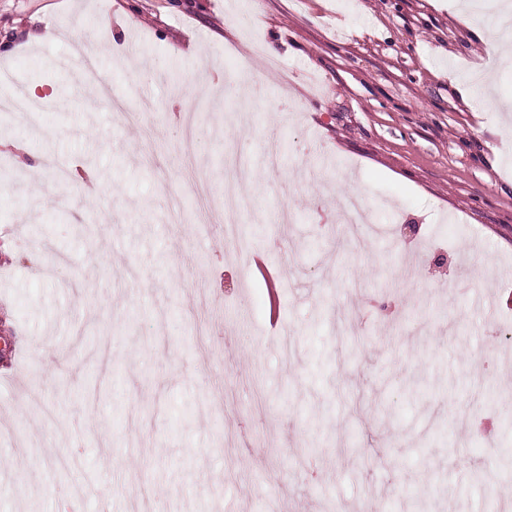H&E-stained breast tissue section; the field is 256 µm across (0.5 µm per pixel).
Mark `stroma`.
Returning a JSON list of instances; mask_svg holds the SVG:
<instances>
[{
	"instance_id": "stroma-1",
	"label": "stroma",
	"mask_w": 512,
	"mask_h": 512,
	"mask_svg": "<svg viewBox=\"0 0 512 512\" xmlns=\"http://www.w3.org/2000/svg\"><path fill=\"white\" fill-rule=\"evenodd\" d=\"M464 0H0V512H484L512 488V132ZM111 27L98 26L101 15ZM84 34L152 134L63 62ZM259 187L224 242L229 162ZM110 186L94 202L56 167ZM369 216L351 235L340 211ZM416 225L405 236V225ZM262 252L280 276L281 328ZM53 38H54L53 28L50 24L47 23L42 28L28 32L25 39L22 42L12 45L11 47H9L8 45H6V46H4L3 44L1 45V42H0V54H1V47H2V54L12 55L21 49L31 48L36 44L42 43L47 40H51ZM496 78L491 73L485 74L481 81L478 82H462L461 96L465 102L472 101L476 98L483 100H491ZM0 147L11 154L17 168L38 175L43 168V163L32 156L28 145L22 141L0 140Z\"/></svg>"
}]
</instances>
